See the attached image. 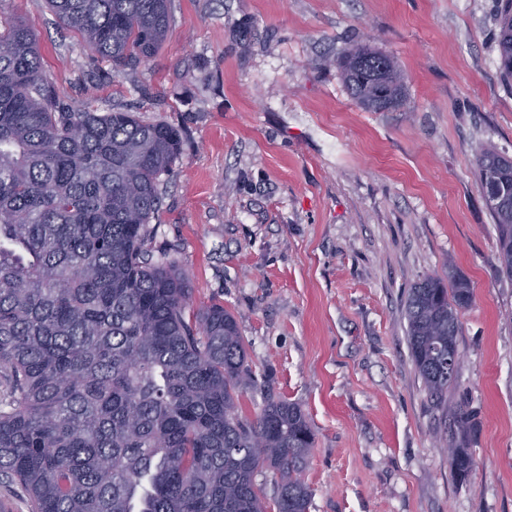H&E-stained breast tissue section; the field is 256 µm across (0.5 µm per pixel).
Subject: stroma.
Returning a JSON list of instances; mask_svg holds the SVG:
<instances>
[{"mask_svg": "<svg viewBox=\"0 0 512 512\" xmlns=\"http://www.w3.org/2000/svg\"><path fill=\"white\" fill-rule=\"evenodd\" d=\"M498 6L170 0L164 46L117 72L46 0H0L65 103L181 131L153 247L195 305L236 316L254 376L243 415L270 396L307 415L309 512H512V279L476 175L478 147L512 157ZM356 41L398 59L409 109L351 99L334 61ZM450 265L473 286L448 388L447 409L474 421L462 482L406 338L409 288Z\"/></svg>", "mask_w": 512, "mask_h": 512, "instance_id": "1", "label": "stroma"}]
</instances>
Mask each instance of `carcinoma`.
<instances>
[{"mask_svg": "<svg viewBox=\"0 0 512 512\" xmlns=\"http://www.w3.org/2000/svg\"><path fill=\"white\" fill-rule=\"evenodd\" d=\"M169 0H48L58 20L115 69L154 56L169 31ZM498 49L512 78V0H501ZM386 64L373 77L378 63ZM350 97L370 112L407 97L394 58L352 45L339 62ZM180 132L130 112L82 111L42 78L23 23L0 27V485L19 484L28 512H308L304 480L315 434L301 407L268 398L239 412L254 382L235 316L212 304L187 314L192 288L154 256L160 177ZM498 230L497 261L512 277V170L476 153ZM470 280L448 264L406 301V338L430 400L456 371ZM437 431L464 480L474 460L470 413Z\"/></svg>", "mask_w": 512, "mask_h": 512, "instance_id": "obj_1", "label": "carcinoma"}]
</instances>
